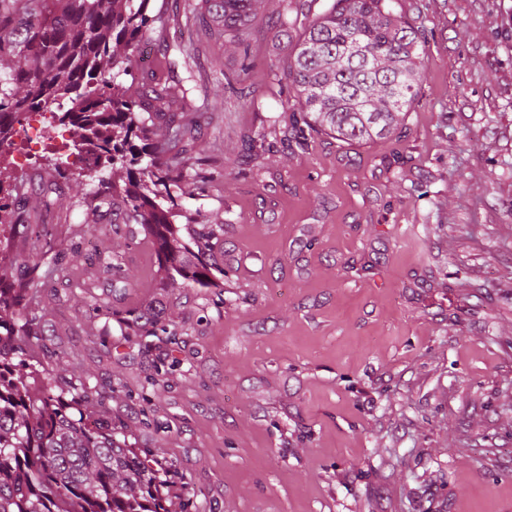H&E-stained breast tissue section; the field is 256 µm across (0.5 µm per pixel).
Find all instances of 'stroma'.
<instances>
[{"instance_id":"stroma-1","label":"stroma","mask_w":512,"mask_h":512,"mask_svg":"<svg viewBox=\"0 0 512 512\" xmlns=\"http://www.w3.org/2000/svg\"><path fill=\"white\" fill-rule=\"evenodd\" d=\"M334 2L267 0L247 50L173 33L134 62L198 105L182 207L223 224L222 287H156L142 235L110 243L124 278L73 258L53 232L84 222L110 168L57 182L61 153L0 150L31 196L56 186L29 222L68 266L28 310L55 373L95 386L197 512H512V0H387L427 40L406 129L282 140L291 47ZM240 70L259 112L224 89ZM153 308L163 338L121 334L125 311Z\"/></svg>"}]
</instances>
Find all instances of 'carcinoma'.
<instances>
[{
  "label": "carcinoma",
  "mask_w": 512,
  "mask_h": 512,
  "mask_svg": "<svg viewBox=\"0 0 512 512\" xmlns=\"http://www.w3.org/2000/svg\"><path fill=\"white\" fill-rule=\"evenodd\" d=\"M150 0H0V149L14 124L63 98L72 107L53 114L78 154L94 151L112 166V190L90 201L112 214L110 231L134 239V225L151 237L160 288H212L224 280L214 246L224 225L179 226L177 199L191 192L186 154L197 125L176 121L175 109L197 110L187 92L132 74L139 43L157 32L161 15ZM262 0H205L202 22L211 36L238 47ZM427 53L409 22L386 0H335L312 19L291 53L285 77L296 107L283 117V136L304 129L336 140L366 143L402 129L415 108ZM25 179L3 190L0 224L20 223L28 207ZM82 240L101 235L96 222L68 224ZM51 249H29L0 270V512H170L162 493L167 470L147 464L148 449L128 440L121 422L93 411L84 381L60 382L50 369L57 356L42 344L36 317L25 304L49 287L43 270ZM167 332L158 316L134 313L126 321Z\"/></svg>",
  "instance_id": "obj_1"
}]
</instances>
